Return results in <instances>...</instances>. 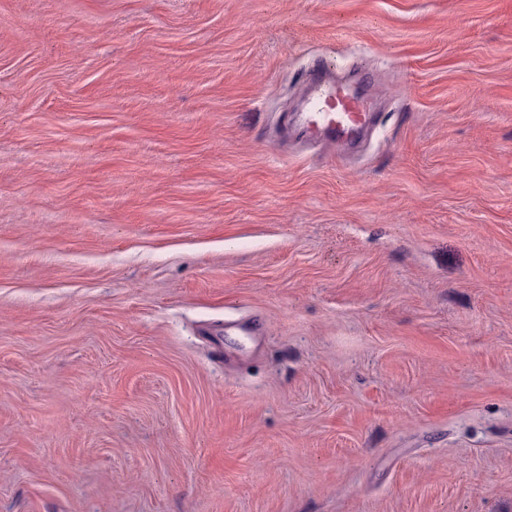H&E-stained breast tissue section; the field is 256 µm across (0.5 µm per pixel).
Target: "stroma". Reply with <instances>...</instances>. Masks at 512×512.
I'll return each mask as SVG.
<instances>
[{"instance_id":"stroma-1","label":"stroma","mask_w":512,"mask_h":512,"mask_svg":"<svg viewBox=\"0 0 512 512\" xmlns=\"http://www.w3.org/2000/svg\"><path fill=\"white\" fill-rule=\"evenodd\" d=\"M0 512H512V0H0ZM304 114L307 133L336 143L362 129L372 112L363 99L346 88L320 82L312 87Z\"/></svg>"}]
</instances>
